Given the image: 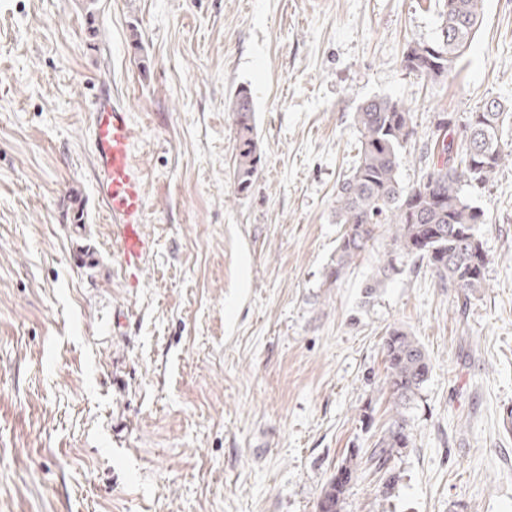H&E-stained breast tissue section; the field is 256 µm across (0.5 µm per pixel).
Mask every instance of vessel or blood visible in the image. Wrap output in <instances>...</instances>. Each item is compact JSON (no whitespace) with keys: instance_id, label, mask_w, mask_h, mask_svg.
<instances>
[{"instance_id":"vessel-or-blood-1","label":"vessel or blood","mask_w":512,"mask_h":512,"mask_svg":"<svg viewBox=\"0 0 512 512\" xmlns=\"http://www.w3.org/2000/svg\"><path fill=\"white\" fill-rule=\"evenodd\" d=\"M92 127L98 193L112 212L121 269L134 281L153 248L142 231L145 185L133 156L138 131L127 109L108 95L95 100Z\"/></svg>"}]
</instances>
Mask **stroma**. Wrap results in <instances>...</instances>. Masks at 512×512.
I'll return each instance as SVG.
<instances>
[{"label": "stroma", "instance_id": "obj_1", "mask_svg": "<svg viewBox=\"0 0 512 512\" xmlns=\"http://www.w3.org/2000/svg\"><path fill=\"white\" fill-rule=\"evenodd\" d=\"M442 3L0 0V512H316L393 414V325L430 374L394 489L359 478L343 512H512V161L465 189L486 214L485 289L464 297L406 258L365 297L373 249L325 279L363 101L411 107L407 185L440 115L512 101V0H484L453 82L403 69L409 44L438 38ZM242 86L261 149L243 197ZM102 93L138 130L154 250L133 284L97 193ZM229 111L233 112L237 141L233 170L234 192L237 195H245L253 186L261 162L253 100L248 88L240 87L234 93Z\"/></svg>", "mask_w": 512, "mask_h": 512}]
</instances>
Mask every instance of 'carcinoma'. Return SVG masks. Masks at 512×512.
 Returning a JSON list of instances; mask_svg holds the SVG:
<instances>
[{
    "label": "carcinoma",
    "mask_w": 512,
    "mask_h": 512,
    "mask_svg": "<svg viewBox=\"0 0 512 512\" xmlns=\"http://www.w3.org/2000/svg\"><path fill=\"white\" fill-rule=\"evenodd\" d=\"M484 18L483 0H444L440 38L409 46L402 66L433 80L454 77L458 61L470 48ZM229 111L233 112L237 141L234 192L245 195L261 162L248 88L234 93ZM353 123L360 146L354 166L336 186L335 217L343 232L326 281L331 285L342 281L357 259L385 235L389 243L379 253L377 269L364 286L366 296L383 287L397 270L398 260L405 257L426 264L439 284L458 288L466 296L484 287L488 257L478 231L479 225L486 223V215L463 196L462 185L488 183L505 161L512 159V104L499 97L486 99L466 118L457 139L448 137L455 125L453 116L439 118L430 155L412 186L403 185L398 175L399 156L417 135L411 109L401 100L375 96L358 106ZM381 350L384 384L395 413L363 463L381 474L387 490L396 481L389 467L394 452L408 444L404 409L427 381L430 359L418 339L401 326L387 331ZM363 463L352 452L337 469L352 474ZM349 488V482H339L331 475L319 497L326 512H342Z\"/></svg>",
    "instance_id": "cac0c4a2"
}]
</instances>
